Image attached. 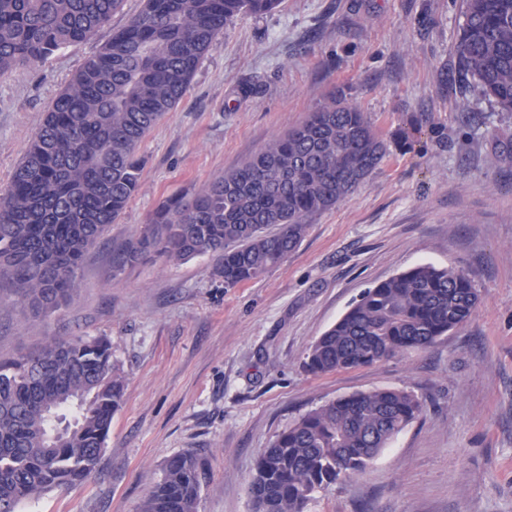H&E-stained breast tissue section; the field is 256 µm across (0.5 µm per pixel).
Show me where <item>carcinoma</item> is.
Segmentation results:
<instances>
[{
  "label": "carcinoma",
  "mask_w": 512,
  "mask_h": 512,
  "mask_svg": "<svg viewBox=\"0 0 512 512\" xmlns=\"http://www.w3.org/2000/svg\"><path fill=\"white\" fill-rule=\"evenodd\" d=\"M123 0H0V72L32 65L106 25ZM281 0H146L55 100L0 193V288L48 316L79 288L90 249L140 180L137 150L187 94L217 36ZM458 54L484 96L512 112V0H464ZM386 153L359 105L336 98L190 198L163 205L112 266L212 254L224 287L259 277L343 202ZM480 294L461 268L419 264L366 290L317 338L304 368L326 374L422 349L466 325ZM125 389L105 336L56 340L0 361V512L86 480ZM423 411L405 389L355 392L302 415L259 454L255 512H306L361 473ZM192 453L172 457L140 512H197Z\"/></svg>",
  "instance_id": "cac0c4a2"
}]
</instances>
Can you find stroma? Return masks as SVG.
Instances as JSON below:
<instances>
[{"label": "stroma", "mask_w": 512, "mask_h": 512, "mask_svg": "<svg viewBox=\"0 0 512 512\" xmlns=\"http://www.w3.org/2000/svg\"><path fill=\"white\" fill-rule=\"evenodd\" d=\"M0 74V192L56 97L139 13ZM462 0H282L241 15L179 105L139 146V186L88 254L58 312L0 291V357L54 338L106 336L126 377L97 469L23 512H139L171 457L202 468L198 512H255L262 448L307 411L355 392L424 402L367 468L307 512H512V112L463 87ZM356 102L386 142L373 173L320 213L299 248L236 287L216 259L112 258L166 200L198 191L331 97ZM456 266L481 295L472 320L424 349L313 375L315 342L368 288L416 265Z\"/></svg>", "instance_id": "1"}]
</instances>
